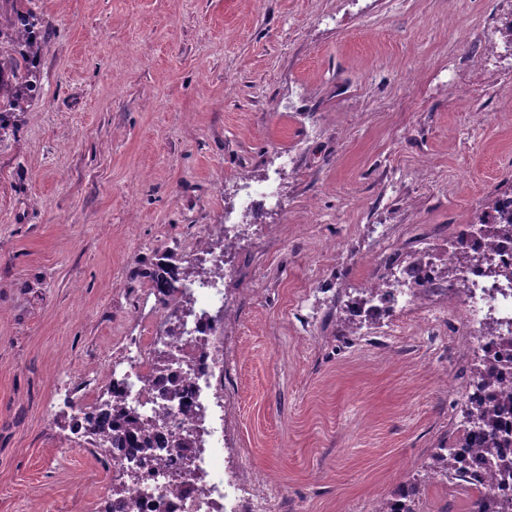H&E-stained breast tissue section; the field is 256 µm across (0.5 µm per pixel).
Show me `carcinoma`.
<instances>
[{"label":"carcinoma","instance_id":"obj_1","mask_svg":"<svg viewBox=\"0 0 512 512\" xmlns=\"http://www.w3.org/2000/svg\"><path fill=\"white\" fill-rule=\"evenodd\" d=\"M42 38L40 14L29 6L19 8L18 0H0V137L5 134L11 113L22 111V105L36 97L41 89L37 58L42 50ZM141 274L160 293L159 302L166 308H172L168 332H174L189 312L190 301H178L172 305L168 297L184 287V281L189 279L188 273L170 262L146 267ZM165 365V358L158 357L155 367L157 381L165 395L175 397L179 391L164 377ZM509 411H512L511 397L506 401L489 397L470 402L464 409L468 420L479 423L477 440L483 453L494 460L505 475L512 474V458L503 455L501 449L512 448V429L502 426L499 418ZM145 431L146 424L131 414L122 402L114 399L109 411L92 423L88 445L91 453L102 462L105 461V449L102 448L104 439L111 440L114 448L138 450L148 459L151 444L145 438ZM430 472L433 476L440 475L464 483L474 475L455 451L435 453ZM128 490L129 484L126 482L113 486L105 512H112L114 504L122 512H131ZM474 505L476 508L471 512H512L511 497L498 498L490 493L477 498Z\"/></svg>","mask_w":512,"mask_h":512}]
</instances>
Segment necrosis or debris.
<instances>
[{
	"mask_svg": "<svg viewBox=\"0 0 512 512\" xmlns=\"http://www.w3.org/2000/svg\"><path fill=\"white\" fill-rule=\"evenodd\" d=\"M473 254L489 252L496 264L512 270V235L495 240L482 233L481 224H469L457 231L448 243L443 260L424 263L401 271V287L390 297L375 302L369 316L379 319L398 313L413 298H421L430 286L438 284L446 263L452 262L456 251ZM459 287L448 290L449 298L458 302V318L464 339L462 350L478 348L495 365L489 386L470 387L465 398L481 399L490 393H512V366H499L498 338L484 335L486 318L499 323V336L512 334V284L496 281L485 266L467 264L458 268ZM198 300L191 317L186 318L180 334L175 336H128L122 351L97 374L98 383L113 389L127 406L145 416L155 417L158 429L149 440L154 456L149 464L124 448H108L107 455L114 477L138 472L140 479L129 493L133 512H224L227 487H235L240 498L252 500L256 512L262 503L237 476L220 467L216 455L199 448L192 455L169 445L170 438L189 434L207 435L206 420L211 411L210 392L216 370L223 362L222 339L217 329L223 326L232 311V303L220 283H193L189 288ZM168 355L166 371L181 390L180 398H163L152 374L155 357Z\"/></svg>",
	"mask_w": 512,
	"mask_h": 512,
	"instance_id": "necrosis-or-debris-1",
	"label": "necrosis or debris"
}]
</instances>
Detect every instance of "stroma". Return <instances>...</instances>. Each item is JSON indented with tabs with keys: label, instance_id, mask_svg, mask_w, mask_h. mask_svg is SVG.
I'll return each mask as SVG.
<instances>
[{
	"label": "stroma",
	"instance_id": "35a3bbf8",
	"mask_svg": "<svg viewBox=\"0 0 512 512\" xmlns=\"http://www.w3.org/2000/svg\"><path fill=\"white\" fill-rule=\"evenodd\" d=\"M42 88L0 137V512H97L112 470L75 442L84 375L168 252L224 289V465L276 512H467L430 477L475 355L423 305L349 333L347 306L512 184V0H36ZM273 182L252 213L240 182ZM391 263H363L381 236ZM72 381L56 394V377Z\"/></svg>",
	"mask_w": 512,
	"mask_h": 512
}]
</instances>
